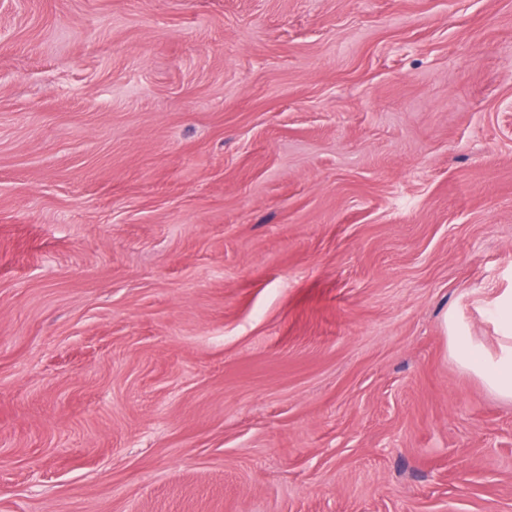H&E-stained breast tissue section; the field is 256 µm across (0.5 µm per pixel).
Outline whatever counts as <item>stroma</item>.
<instances>
[{"label": "stroma", "mask_w": 512, "mask_h": 512, "mask_svg": "<svg viewBox=\"0 0 512 512\" xmlns=\"http://www.w3.org/2000/svg\"><path fill=\"white\" fill-rule=\"evenodd\" d=\"M512 0H0V512H512ZM499 314L503 343L497 357L488 355L472 336L455 328L451 351L457 362L481 377L486 386L505 399H512V298L500 297L495 302Z\"/></svg>", "instance_id": "1"}]
</instances>
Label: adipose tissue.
I'll list each match as a JSON object with an SVG mask.
<instances>
[{
  "label": "adipose tissue",
  "instance_id": "1",
  "mask_svg": "<svg viewBox=\"0 0 512 512\" xmlns=\"http://www.w3.org/2000/svg\"><path fill=\"white\" fill-rule=\"evenodd\" d=\"M501 321L502 340L498 356L488 355L482 346L463 332L451 338V351L457 362L481 377L486 386L505 399H512V298L495 303Z\"/></svg>",
  "mask_w": 512,
  "mask_h": 512
}]
</instances>
